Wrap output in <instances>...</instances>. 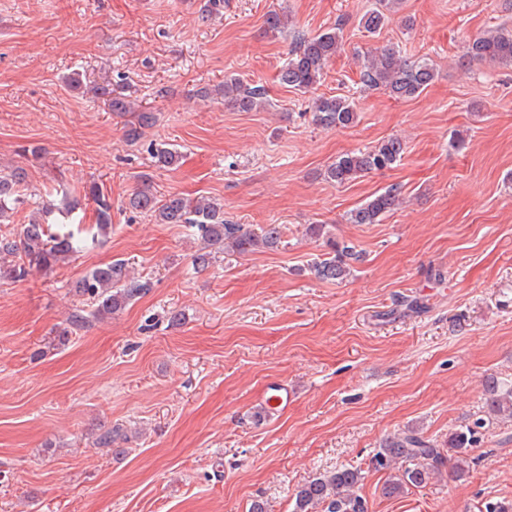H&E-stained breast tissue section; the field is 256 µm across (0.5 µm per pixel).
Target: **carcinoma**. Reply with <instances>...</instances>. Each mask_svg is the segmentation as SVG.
<instances>
[{
  "mask_svg": "<svg viewBox=\"0 0 512 512\" xmlns=\"http://www.w3.org/2000/svg\"><path fill=\"white\" fill-rule=\"evenodd\" d=\"M402 0H375V6L359 19V26L376 36L389 23ZM343 41L341 24L314 35H293V46L287 62L280 68V84L306 93L321 81L327 64L340 51ZM470 58L490 64H512V29L499 27L468 44ZM360 77L368 87H383L396 99H409L420 95L436 77V70L426 62H410L400 51L385 45L367 52ZM99 96H109L111 111L129 115L123 125V137L128 143L141 141L145 129L153 126L154 114L131 99L113 96L104 87L96 88ZM200 98H220L224 103L242 112L264 109L269 105L264 86L249 84L236 76L224 78V84L196 91ZM312 121L324 128H344L358 118L353 102L342 96H317L312 99ZM153 162L159 167H170L178 160V152L165 143H152L148 147ZM404 145L398 138H389L364 151H350L336 157L325 169V177L339 185L350 183L372 171L390 168L399 162ZM30 191L24 168L0 169V223L11 214ZM85 198L95 205L96 226L103 231L112 225V200L103 186L93 183ZM400 202V191L390 187L376 194L353 210L352 224H377L382 216L394 210ZM128 208L150 217L157 224H184L193 230L200 248L193 257L196 267L207 268L216 254L226 250L238 254L259 248L274 249L283 236V225L266 224L255 231L244 224H234L224 218V204L214 198L199 196L187 198L179 194L158 195L148 177L130 194ZM51 209L30 215L13 237H0V281H25L32 270L51 271L81 252L85 238L73 232L52 230L47 216ZM310 232L326 239L327 256L311 265L315 276L336 281L348 275L352 264L360 260L355 246L338 242L326 231V225L314 224ZM153 282L143 276H130L126 263L116 260L97 266L87 272L74 285L75 293L92 304L90 316L77 313L72 326L82 329L89 319H106L124 309L136 299L150 293ZM484 403L487 419H478L448 436V449L438 448L418 431L410 429L385 439L372 458L377 470H392L383 486V494L392 497L411 488L425 486L441 474L447 461L453 462V472L460 477L469 467V452L479 440V429L500 417L512 418V388L491 380L486 385ZM452 456L445 455V451ZM364 480L358 467H342L325 471L313 477L295 493L293 512H367L363 498L355 489Z\"/></svg>",
  "mask_w": 512,
  "mask_h": 512,
  "instance_id": "1",
  "label": "carcinoma"
}]
</instances>
